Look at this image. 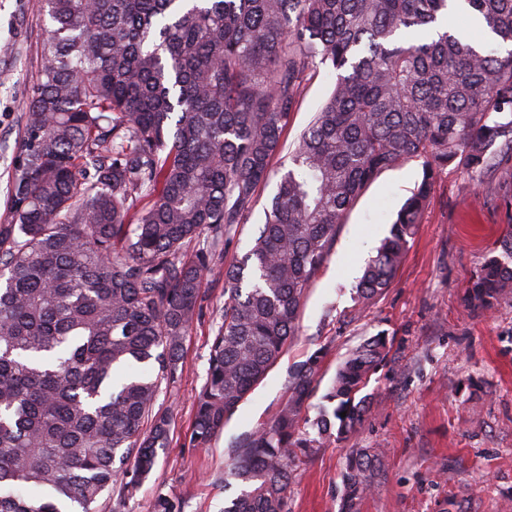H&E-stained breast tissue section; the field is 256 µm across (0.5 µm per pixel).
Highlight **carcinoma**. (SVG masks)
Here are the masks:
<instances>
[{"label":"carcinoma","instance_id":"obj_1","mask_svg":"<svg viewBox=\"0 0 512 512\" xmlns=\"http://www.w3.org/2000/svg\"><path fill=\"white\" fill-rule=\"evenodd\" d=\"M43 42L0 224V512H125L169 446L154 410L180 378L204 276L247 222L307 76L333 89L300 134L252 246L224 268V309L189 443L208 448L280 361L336 230L384 171L423 160L354 286L394 281L452 163L477 180L512 149V48L444 23L469 11L512 43V0H40ZM145 199L137 210L131 201ZM466 302H512V232ZM364 339L310 414L324 352L231 447L224 512H289L291 475L352 434L387 358ZM346 416H341V413ZM380 448L346 457L339 512H360ZM150 512H183L156 490Z\"/></svg>","mask_w":512,"mask_h":512}]
</instances>
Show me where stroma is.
<instances>
[{
  "label": "stroma",
  "mask_w": 512,
  "mask_h": 512,
  "mask_svg": "<svg viewBox=\"0 0 512 512\" xmlns=\"http://www.w3.org/2000/svg\"><path fill=\"white\" fill-rule=\"evenodd\" d=\"M49 28L38 0H0V224L9 220L11 157ZM331 85L324 71L307 80L276 164L287 162ZM422 176L421 160L409 161L383 172L358 199L304 299L298 335L211 446L194 448L193 402L224 307V269L248 251L263 222L262 208L276 185L261 188L259 208L225 241L206 277L204 311L184 339L181 377L157 400L172 410L169 446L127 512H150L159 488L179 497L184 512H223L239 492L224 480L231 446L285 399L289 368L324 350L318 389L326 391L337 365L380 331L389 334L392 348L365 388L372 409L347 439L294 472L291 512H339L341 471L355 448L386 451L383 475L361 512H512V304L472 312L463 302L472 274L496 255L512 224V160L500 161L477 183L454 165L440 172L392 285L365 306L354 300L364 266Z\"/></svg>",
  "instance_id": "1"
}]
</instances>
